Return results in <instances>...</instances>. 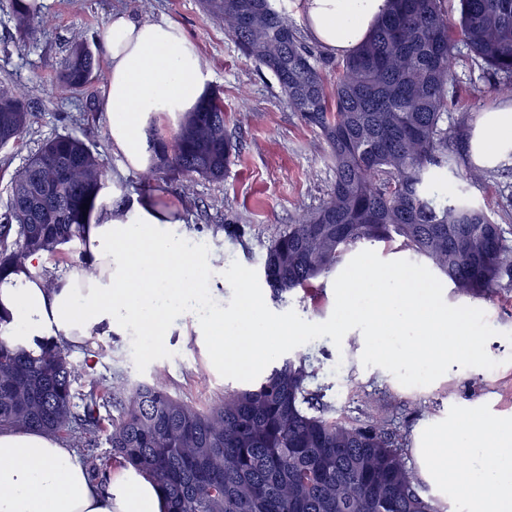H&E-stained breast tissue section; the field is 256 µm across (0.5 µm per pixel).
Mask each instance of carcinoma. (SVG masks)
<instances>
[{
	"instance_id": "carcinoma-1",
	"label": "carcinoma",
	"mask_w": 512,
	"mask_h": 512,
	"mask_svg": "<svg viewBox=\"0 0 512 512\" xmlns=\"http://www.w3.org/2000/svg\"><path fill=\"white\" fill-rule=\"evenodd\" d=\"M391 2L329 86L271 0H202L204 13L224 23L243 54L274 75L298 118L318 130L335 172L321 206L298 215L262 260L277 301L315 287L368 242L399 244L462 295L491 299L512 285L506 230L444 176H480L463 159L468 116L448 130L455 42L493 75L489 91L512 100V0H458L455 24L444 0ZM13 19L21 37L33 35L36 5L15 0ZM58 76L73 90L101 78L88 39L71 42ZM30 121L25 99L1 81L0 145L17 142ZM149 144L155 169L212 181L224 179L238 150L218 89L181 114L171 140L154 133ZM109 171L107 158L76 135L44 142L11 178L0 214V273L83 242ZM37 347L0 338V430L44 432L78 446L103 429L101 409L114 408L112 460L158 488L161 512H444L407 464L403 436L377 400L362 399V419L332 417L328 387L307 355L276 359L269 373L225 388L201 410L160 378L130 386L73 363L63 340Z\"/></svg>"
}]
</instances>
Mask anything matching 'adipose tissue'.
<instances>
[{"instance_id": "obj_1", "label": "adipose tissue", "mask_w": 512, "mask_h": 512, "mask_svg": "<svg viewBox=\"0 0 512 512\" xmlns=\"http://www.w3.org/2000/svg\"><path fill=\"white\" fill-rule=\"evenodd\" d=\"M311 39L344 56L360 46L390 10V0H298ZM110 71L101 107L109 119L112 145L131 166L151 162L149 132L158 117H176L202 97L205 80L196 46L170 22L139 21L115 14L99 33ZM483 160L494 163L512 150V104L488 110L474 136ZM175 212L155 196H135L122 205L95 206L83 232L87 263L47 285V256L37 253L22 269L0 276V313L8 315L7 340L29 348L60 336L74 345L114 329L140 328L165 335L170 313L191 316L202 335H215L214 353L225 365L246 372L272 352L271 334L301 335L299 324L269 330L264 302L237 272L239 300L232 316L210 309L198 315L195 302L214 289L200 249L177 235ZM469 424L451 423L425 432L416 454L423 476L453 487L468 512H512V418L470 411ZM462 448L468 470L448 468L449 450ZM114 487L99 491L78 458L45 433H0V512H160L155 486L130 469L114 475Z\"/></svg>"}]
</instances>
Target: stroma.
<instances>
[{"label":"stroma","instance_id":"obj_1","mask_svg":"<svg viewBox=\"0 0 512 512\" xmlns=\"http://www.w3.org/2000/svg\"><path fill=\"white\" fill-rule=\"evenodd\" d=\"M10 4L0 0V80L25 93L33 118L19 144L0 149V210L7 204L13 174L43 141L86 134L110 163L107 193L112 199L158 195L180 208V232L201 243L213 266L236 261L257 270L279 233L299 213L318 207L332 187L335 172L318 131L291 112L273 74L241 53L223 23L203 13L200 0H36L40 23L28 38L17 33ZM115 10L143 21L175 22L195 44L205 84L222 90L224 124L240 144L223 182L149 179L147 170L132 168L111 147L101 108L102 82L80 92L59 82L56 65L71 39L78 34L97 38ZM453 63L457 83L448 93V122L456 124L466 114L471 126H478L485 111L501 100L489 93L486 74L464 46L456 47ZM460 187L466 198L487 208L512 232V152L487 167L481 180L464 181ZM333 282V277L323 278L312 297L302 301L294 298L284 304L269 297L265 303L273 312L291 309L306 321L322 323L334 309ZM443 288L447 304L484 311L496 331L486 351L497 360V368L454 364L430 385L405 387L387 370L364 366L360 352L349 345L338 347L324 337L299 346L300 354L310 356L320 381L329 384L338 415H361L363 396L372 395L385 404L410 444L420 426L462 420L473 403L488 413L512 417V342L506 339L512 333V287L490 300L460 295L448 282ZM168 327L164 336L129 328L112 339L70 348L69 355L76 363L92 360L98 373L122 376L132 386L163 377L172 395L200 409L210 406L230 379L213 367L190 317L172 315Z\"/></svg>","mask_w":512,"mask_h":512}]
</instances>
